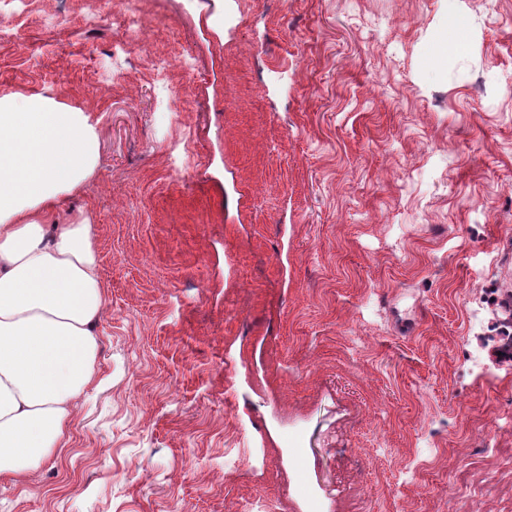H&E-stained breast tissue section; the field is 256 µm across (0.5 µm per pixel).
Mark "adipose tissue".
Returning <instances> with one entry per match:
<instances>
[{
  "mask_svg": "<svg viewBox=\"0 0 512 512\" xmlns=\"http://www.w3.org/2000/svg\"><path fill=\"white\" fill-rule=\"evenodd\" d=\"M97 123L47 93L0 95V486L61 452L97 387L106 289L88 217L49 216L94 176Z\"/></svg>",
  "mask_w": 512,
  "mask_h": 512,
  "instance_id": "adipose-tissue-1",
  "label": "adipose tissue"
}]
</instances>
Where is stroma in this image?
Listing matches in <instances>:
<instances>
[{
	"label": "stroma",
	"mask_w": 512,
	"mask_h": 512,
	"mask_svg": "<svg viewBox=\"0 0 512 512\" xmlns=\"http://www.w3.org/2000/svg\"><path fill=\"white\" fill-rule=\"evenodd\" d=\"M0 0L101 130V388L0 512H512V0ZM469 35L434 48L449 7ZM194 58L156 82L157 57ZM132 0L124 1L122 8L113 16V25L122 40L138 41L144 31V21L136 9L130 7ZM507 324L498 329L496 336H493L494 351L497 359L509 366L512 365V318L510 315L504 319ZM501 352V355H498Z\"/></svg>",
	"instance_id": "35a3bbf8"
}]
</instances>
